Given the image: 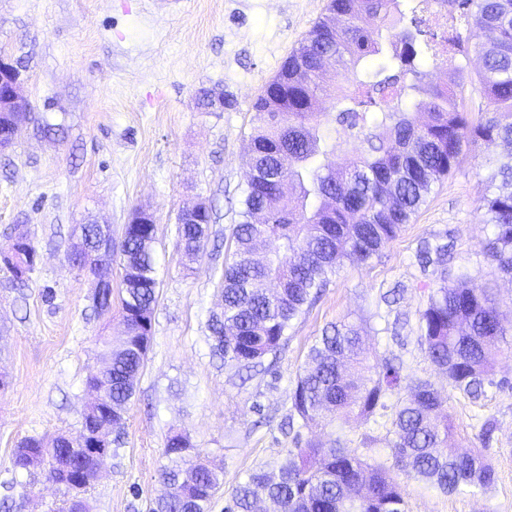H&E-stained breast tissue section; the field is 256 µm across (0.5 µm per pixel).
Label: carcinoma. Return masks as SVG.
Wrapping results in <instances>:
<instances>
[{"mask_svg": "<svg viewBox=\"0 0 512 512\" xmlns=\"http://www.w3.org/2000/svg\"><path fill=\"white\" fill-rule=\"evenodd\" d=\"M463 31L447 37L427 27L420 0H329L328 15L315 23L284 61L254 104L252 162L243 178L241 220L235 249L219 281L222 311L207 329L213 355L224 365L258 371L264 360L288 346L289 330L322 296L345 263L380 255L426 202L433 187L456 170L463 153L479 142L512 145V0H452ZM448 45V82L432 78L428 63L443 64ZM476 53L483 62L464 82L459 57ZM336 82L334 124L324 120V85ZM359 142L362 152L344 156ZM495 189L483 197L492 225L487 256L512 278V154L491 176ZM198 224H179L185 261H196L212 234L213 209ZM157 225L131 226L121 242L124 270L121 314L127 326L103 355V368L88 378L107 403L87 408L83 425L101 419L121 427L153 336L157 303ZM448 245L420 243L422 270L438 268L427 301L417 311V343L446 376L438 386L412 380L400 395L404 362L394 355L368 376L363 366L365 329L330 323L310 346L295 378L288 408L292 447L275 468L253 470L224 512H256L261 500L279 512H404L399 475L444 494L473 492L496 481L479 452L455 451L446 389L478 400L505 341L488 290L465 269L447 262ZM0 261L23 286L36 269L28 242ZM383 420L386 437L361 435L362 451L340 438L330 445L309 436L313 429L352 421ZM385 443L392 464L379 460ZM30 454L12 453L16 470H45L67 486L97 478L95 463L78 439L31 437ZM185 431L167 439L161 469L166 495L149 512H210L223 477L197 460Z\"/></svg>", "mask_w": 512, "mask_h": 512, "instance_id": "obj_1", "label": "carcinoma"}]
</instances>
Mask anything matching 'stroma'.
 I'll return each mask as SVG.
<instances>
[{"mask_svg": "<svg viewBox=\"0 0 512 512\" xmlns=\"http://www.w3.org/2000/svg\"><path fill=\"white\" fill-rule=\"evenodd\" d=\"M329 0H0V56L17 65L34 122L0 150V247L15 227L28 230L41 264L24 287L0 263V500L10 512H57L69 491L45 473L11 464L28 437L78 436L93 399L85 385L100 364L101 337L116 336L119 315L93 316V281L72 268L58 237L78 224L112 227L120 240L138 208L157 221L158 304L147 361L122 427L123 444L106 458L86 492L89 512H148L165 486L166 439L187 431L201 459L224 474L210 512H224L237 485L256 467L280 462L288 439L257 426L258 408L288 406L309 347L343 319L379 327L381 295L405 287L402 310L416 314L433 280L414 253L420 240L449 244L452 263L492 289L504 326L512 327V280L484 246L492 235L482 198L489 161L502 143L467 152L436 185L410 224L364 264H345L320 300L294 322L287 350L271 373L241 380L213 357L206 321L217 310L222 263L205 247L184 270L176 217L187 203L219 215L222 255L250 158L253 103L314 24ZM223 88L220 112L196 105L200 88ZM65 135L45 136L39 118ZM459 451L481 450L497 480L472 494L444 495L405 483L406 512H512V391L484 398L448 397ZM496 421L490 442L480 426Z\"/></svg>", "mask_w": 512, "mask_h": 512, "instance_id": "1", "label": "stroma"}]
</instances>
